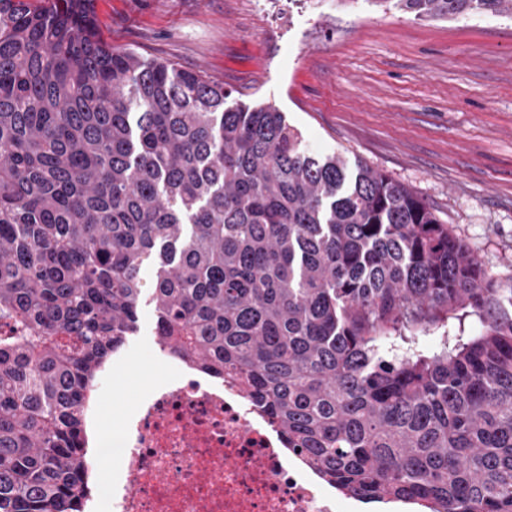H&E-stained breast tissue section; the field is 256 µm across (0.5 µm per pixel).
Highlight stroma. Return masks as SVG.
Returning a JSON list of instances; mask_svg holds the SVG:
<instances>
[{
    "mask_svg": "<svg viewBox=\"0 0 512 512\" xmlns=\"http://www.w3.org/2000/svg\"><path fill=\"white\" fill-rule=\"evenodd\" d=\"M110 45L273 106L315 153L403 185L512 288V16L421 20L376 0H90ZM155 314L142 302L127 368L105 374L94 412L122 425L153 378ZM477 315L386 339L384 353H441Z\"/></svg>",
    "mask_w": 512,
    "mask_h": 512,
    "instance_id": "obj_1",
    "label": "stroma"
}]
</instances>
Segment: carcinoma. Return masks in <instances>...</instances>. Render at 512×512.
Wrapping results in <instances>:
<instances>
[{"mask_svg":"<svg viewBox=\"0 0 512 512\" xmlns=\"http://www.w3.org/2000/svg\"><path fill=\"white\" fill-rule=\"evenodd\" d=\"M87 2L0 0V512H81L97 380L146 295L159 348L238 385L343 493L512 512V289L403 185L109 46ZM448 311L479 335L381 355Z\"/></svg>","mask_w":512,"mask_h":512,"instance_id":"carcinoma-1","label":"carcinoma"}]
</instances>
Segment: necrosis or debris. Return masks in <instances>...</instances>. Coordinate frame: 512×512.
<instances>
[{
  "label": "necrosis or debris",
  "mask_w": 512,
  "mask_h": 512,
  "mask_svg": "<svg viewBox=\"0 0 512 512\" xmlns=\"http://www.w3.org/2000/svg\"><path fill=\"white\" fill-rule=\"evenodd\" d=\"M152 383L115 434L111 512H350L239 387L186 363Z\"/></svg>",
  "instance_id": "4bbe7bcc"
}]
</instances>
